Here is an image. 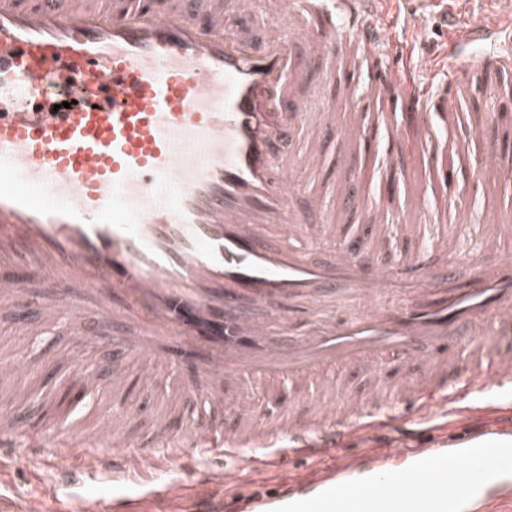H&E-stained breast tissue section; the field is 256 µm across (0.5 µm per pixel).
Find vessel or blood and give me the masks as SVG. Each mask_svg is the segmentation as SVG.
<instances>
[{
    "label": "vessel or blood",
    "instance_id": "obj_1",
    "mask_svg": "<svg viewBox=\"0 0 512 512\" xmlns=\"http://www.w3.org/2000/svg\"><path fill=\"white\" fill-rule=\"evenodd\" d=\"M376 0H0V311L35 340L77 337L64 366L97 391L89 423L13 416L25 362L0 365V449L54 459L57 488L0 512H182L187 489L234 488L280 459L317 469L307 489L240 502L241 512H471L512 506V259L503 229L476 243L447 229L450 162L435 127L456 130L459 101L502 108L512 42L498 20L463 32L487 52L416 79L387 46ZM368 67L366 97L416 115L381 142L434 156L439 203L422 190L397 221L367 202L351 95L311 111L303 94L334 77L336 42ZM343 144L326 178L322 140ZM480 178H512V155L484 145ZM359 214L370 235L339 227ZM395 265L380 263L392 236ZM375 259L364 273L365 258ZM469 280H460L459 267ZM41 285L37 300L28 280ZM350 308L352 316L337 313ZM363 391L325 383L334 369ZM178 378L162 400V383ZM274 390L258 406L259 390ZM159 407L148 442L125 421ZM457 421L459 448L419 444ZM369 447L348 452L355 436ZM108 495L88 496L91 487Z\"/></svg>",
    "mask_w": 512,
    "mask_h": 512
}]
</instances>
